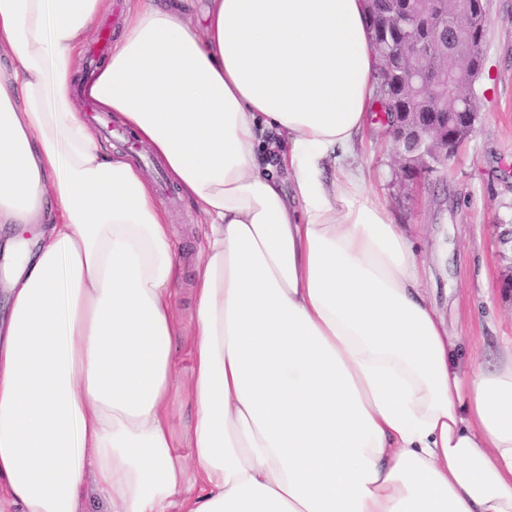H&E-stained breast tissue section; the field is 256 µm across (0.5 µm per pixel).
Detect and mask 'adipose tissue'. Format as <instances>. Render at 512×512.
Here are the masks:
<instances>
[{
	"instance_id": "ef3b65f1",
	"label": "adipose tissue",
	"mask_w": 512,
	"mask_h": 512,
	"mask_svg": "<svg viewBox=\"0 0 512 512\" xmlns=\"http://www.w3.org/2000/svg\"><path fill=\"white\" fill-rule=\"evenodd\" d=\"M185 2L136 0L83 94L208 225L186 455L172 226L73 95L106 0H0V512H512V349L456 368L354 159L366 0Z\"/></svg>"
}]
</instances>
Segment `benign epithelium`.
Listing matches in <instances>:
<instances>
[{
	"mask_svg": "<svg viewBox=\"0 0 512 512\" xmlns=\"http://www.w3.org/2000/svg\"><path fill=\"white\" fill-rule=\"evenodd\" d=\"M409 2L413 6L406 15L416 19L417 25L432 35L450 25L458 41L455 49L444 52L430 67L417 64V59L432 56L431 39L414 38L397 56L384 60L383 70L394 78L382 87L381 98L393 116V134L405 147L401 165L411 172L447 164L448 157L474 132L477 113L471 111L462 89L465 78L479 77L483 67L485 16L462 6L465 0H448L436 11L420 6L421 0Z\"/></svg>",
	"mask_w": 512,
	"mask_h": 512,
	"instance_id": "benign-epithelium-1",
	"label": "benign epithelium"
}]
</instances>
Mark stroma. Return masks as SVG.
Masks as SVG:
<instances>
[{
    "instance_id": "stroma-1",
    "label": "stroma",
    "mask_w": 512,
    "mask_h": 512,
    "mask_svg": "<svg viewBox=\"0 0 512 512\" xmlns=\"http://www.w3.org/2000/svg\"><path fill=\"white\" fill-rule=\"evenodd\" d=\"M487 16L478 113L472 136L447 165L405 172L399 143L376 124L367 127L357 159L370 187L385 198L397 223L416 225L415 253L431 281V296L455 343L457 367L472 373L512 344V300L500 280L512 260L503 239L512 232V0H483ZM169 212L183 275L173 300L180 323L176 354L181 382L190 378L194 300L192 283L205 242L200 214L182 200L151 154L138 156Z\"/></svg>"
}]
</instances>
